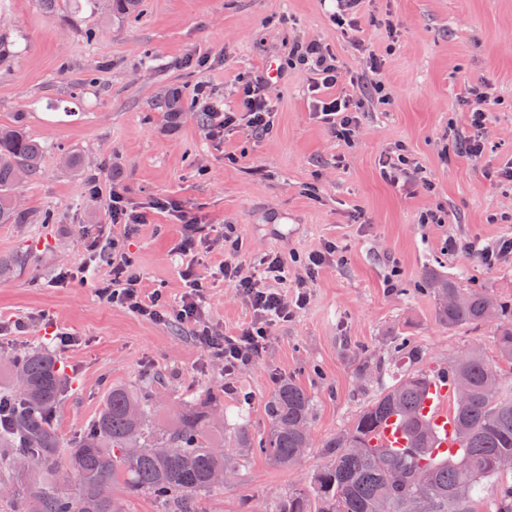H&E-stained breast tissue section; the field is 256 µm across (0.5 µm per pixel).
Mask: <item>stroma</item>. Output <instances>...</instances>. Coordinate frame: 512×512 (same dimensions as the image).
<instances>
[{
    "label": "stroma",
    "mask_w": 512,
    "mask_h": 512,
    "mask_svg": "<svg viewBox=\"0 0 512 512\" xmlns=\"http://www.w3.org/2000/svg\"><path fill=\"white\" fill-rule=\"evenodd\" d=\"M332 9L330 0H143L139 16L127 19L89 0L49 8L43 0H0V41L10 49L0 62V125L21 126L45 147L40 175L12 190L26 223L0 224V262L12 267L0 277V320L28 324L19 335H0V386L11 385L18 354L53 349L67 393L50 424L64 445L115 385L146 391L161 423L200 394L223 391L214 414L228 442L243 423L255 435L267 430L264 403L275 378L294 379L312 398V445L300 463L279 468L247 454L235 480L196 497L195 512H243L244 504L257 508L305 485L326 462L322 442L392 384L358 367L384 358L397 337L420 347L427 367L471 347L495 359L496 322L451 330L438 321L424 288L431 271L512 302V256L489 266L479 254L512 238V182L487 176L512 161V0H372L348 34ZM311 40L353 75L366 50L384 60L388 101L362 112L351 143L315 118L310 76L288 63L291 47ZM277 69L283 76L270 86L277 122L263 139L241 128L214 141L198 111L166 109L173 95L192 99L199 83L212 102L234 106L239 79ZM486 82L497 99L477 131L463 99ZM475 134L482 155L460 153ZM65 150L82 157L84 175L62 167ZM401 151L431 189L385 177L382 160ZM115 183L134 205L165 196L214 225H234L243 260L304 257L328 241L336 258L307 282V305L274 331L264 356L225 377L190 327L159 324L97 296L111 267L107 257L90 259L79 239L83 229L110 223ZM48 210L55 223H43ZM431 211L441 223H422ZM178 236L170 217L156 213L129 246L144 290L161 291L172 306L182 294L172 251ZM465 241L475 252L457 250ZM63 267L83 268L82 278L52 287ZM205 311L229 332L251 319L221 281L210 284ZM56 332L75 343L57 344Z\"/></svg>",
    "instance_id": "stroma-1"
}]
</instances>
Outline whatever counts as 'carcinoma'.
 <instances>
[{
	"mask_svg": "<svg viewBox=\"0 0 512 512\" xmlns=\"http://www.w3.org/2000/svg\"><path fill=\"white\" fill-rule=\"evenodd\" d=\"M142 0H107L109 12L135 17ZM43 146L18 127H0V224H22L25 215L11 194L23 178L39 173ZM427 283L436 297V317L450 328L499 322L498 360L512 364V304L485 289L459 288L431 273ZM421 349L404 338L392 347L390 361L376 369L399 370L351 425L322 443L328 463L299 486L276 498L263 512H411L410 501L423 497L429 512H475V496L493 488V512H512V483L503 481L498 459L512 456V385L489 370L482 352L470 349L436 370L450 376L453 393L465 389L466 401L452 404L461 441L454 455L432 456L435 439L420 412L430 379L420 363ZM12 387L0 389L11 402L8 427L0 431V473L5 481L36 465L38 484L21 490L27 512H122L111 488L136 496L148 493L165 512H194L192 496L214 486V474L236 472L233 454L224 448V426L213 417L217 394L206 392L180 409L164 431L151 421L146 395L114 386L95 420L68 447H60L49 424L65 386L51 352L31 349L14 362ZM311 398L295 381L281 378L265 404L268 429L256 439L238 428L235 448H256L274 466L289 468L309 447ZM400 421L407 451L393 455L371 444L389 417ZM65 455L80 491L73 497L59 488L57 460Z\"/></svg>",
	"mask_w": 512,
	"mask_h": 512,
	"instance_id": "obj_1",
	"label": "carcinoma"
}]
</instances>
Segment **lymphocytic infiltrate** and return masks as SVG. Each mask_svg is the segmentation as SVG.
I'll return each instance as SVG.
<instances>
[{
  "instance_id": "1",
  "label": "lymphocytic infiltrate",
  "mask_w": 512,
  "mask_h": 512,
  "mask_svg": "<svg viewBox=\"0 0 512 512\" xmlns=\"http://www.w3.org/2000/svg\"><path fill=\"white\" fill-rule=\"evenodd\" d=\"M292 60L311 73L309 90L313 95V111L337 138L346 140L359 126V114L365 107L364 99L347 94L344 90L346 75L325 46L311 41L298 43L290 51ZM268 82L257 76L240 81L236 93L235 109L225 111L205 104V86L195 89L196 100L204 104L202 122L209 138L223 140L226 133L238 126H245L254 138L269 135L274 127L277 111L267 94ZM111 222L122 225L123 235L105 238L103 232H86L81 237L83 250L92 256H108L112 277L97 286V293L104 302L127 309L142 317L159 322L173 321L190 326L193 337L209 359L220 361L224 373L237 376L242 370L256 363L265 353L274 330L291 321L297 309L307 303L304 286L316 270L332 261L336 246L326 243L322 249L310 253L296 275H289L288 263L278 253H268L256 262L240 260L242 242L229 231L210 236L206 218L186 208L181 202L158 198L149 206L137 208L130 203L123 187L113 186L110 192ZM168 214L179 226V238L173 247L182 255L180 276L185 291L176 308H167L161 293L152 297L142 295V278L125 245L141 226L150 223L153 213ZM223 247V264L202 267L198 255ZM296 279L299 286L294 295L285 289L289 279ZM221 280L233 288L251 313L250 323L237 333L229 334L206 320L204 314L205 292L209 280Z\"/></svg>"
}]
</instances>
